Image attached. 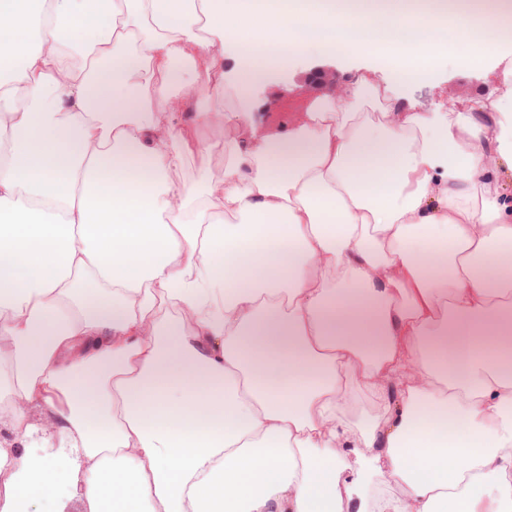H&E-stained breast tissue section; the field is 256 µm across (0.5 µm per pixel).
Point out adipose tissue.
<instances>
[{
    "instance_id": "obj_1",
    "label": "adipose tissue",
    "mask_w": 512,
    "mask_h": 512,
    "mask_svg": "<svg viewBox=\"0 0 512 512\" xmlns=\"http://www.w3.org/2000/svg\"><path fill=\"white\" fill-rule=\"evenodd\" d=\"M299 14L0 0V512H512V10ZM328 48L385 68L274 134L217 100ZM445 58L501 92L388 94ZM234 136V122H227L222 128L205 131L202 135L204 144L220 143L219 147L209 154L193 155L185 171L173 177L175 185L179 186L183 182L195 177L200 169H205L213 178H218L224 171V161L226 159L224 156V142L230 141ZM31 511L79 512L80 504L70 495H52L35 503Z\"/></svg>"
}]
</instances>
